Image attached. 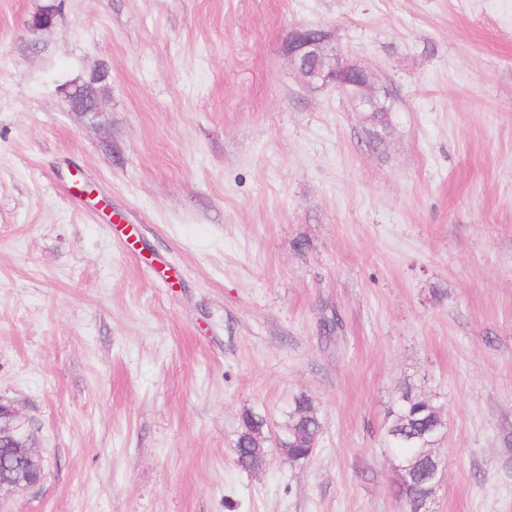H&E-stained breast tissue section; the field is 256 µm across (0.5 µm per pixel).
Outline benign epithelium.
<instances>
[{
    "label": "benign epithelium",
    "mask_w": 512,
    "mask_h": 512,
    "mask_svg": "<svg viewBox=\"0 0 512 512\" xmlns=\"http://www.w3.org/2000/svg\"><path fill=\"white\" fill-rule=\"evenodd\" d=\"M294 69L307 83L311 82L314 61L322 63L319 71L322 85L336 87L361 112L376 111L381 97L374 75L347 58L337 47L333 33L323 27L299 26L291 32L285 46ZM74 112L96 116L100 112L99 97L90 100L80 95L67 97ZM13 449V459L28 464L26 473L10 475L0 481V499L9 498L41 483L44 475L43 461L35 449L26 420L10 401L0 399V447Z\"/></svg>",
    "instance_id": "1"
}]
</instances>
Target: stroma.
Masks as SVG:
<instances>
[{"label": "stroma", "mask_w": 512, "mask_h": 512, "mask_svg": "<svg viewBox=\"0 0 512 512\" xmlns=\"http://www.w3.org/2000/svg\"><path fill=\"white\" fill-rule=\"evenodd\" d=\"M51 2L0 0V397L45 470L0 512H404L407 385L444 408L434 512H512V0H62L33 28ZM301 25L388 87L384 130L299 77ZM301 394L313 457L239 468L242 413L276 434Z\"/></svg>", "instance_id": "obj_1"}]
</instances>
